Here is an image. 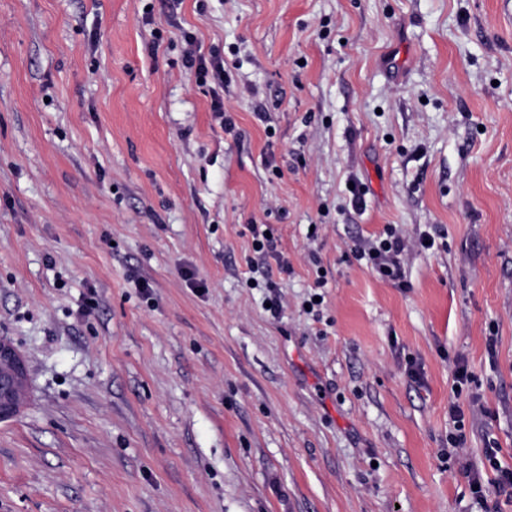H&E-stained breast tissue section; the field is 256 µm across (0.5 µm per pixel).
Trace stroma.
<instances>
[{
  "mask_svg": "<svg viewBox=\"0 0 512 512\" xmlns=\"http://www.w3.org/2000/svg\"><path fill=\"white\" fill-rule=\"evenodd\" d=\"M0 340V512H512V0H0ZM184 40L188 45L184 54V65L186 68L194 70L199 84L207 83L209 77L222 83L224 81V60L219 54L214 53L207 60L204 55L197 54L193 48L196 41L192 33H184ZM425 241H430V244L425 245ZM434 244L435 240L427 233L419 236L417 241L411 242L390 228L386 231V238L377 240L367 251L359 250L356 256L367 259L368 264L380 277L390 281H400L402 257L405 252L413 246L421 250H430ZM4 377L9 382L5 386ZM27 387L24 360L10 344L0 341V418L9 417L16 412L15 395ZM501 449L498 448L494 439L488 438L486 448H483L484 459L495 473L494 479L485 486L479 475L472 473L471 468L466 471L469 485L472 493L478 500V503L484 504L486 497L493 493L496 496H506L507 499L512 501V469L503 468L498 460V455ZM492 486V489L490 488Z\"/></svg>",
  "mask_w": 512,
  "mask_h": 512,
  "instance_id": "obj_1",
  "label": "stroma"
}]
</instances>
